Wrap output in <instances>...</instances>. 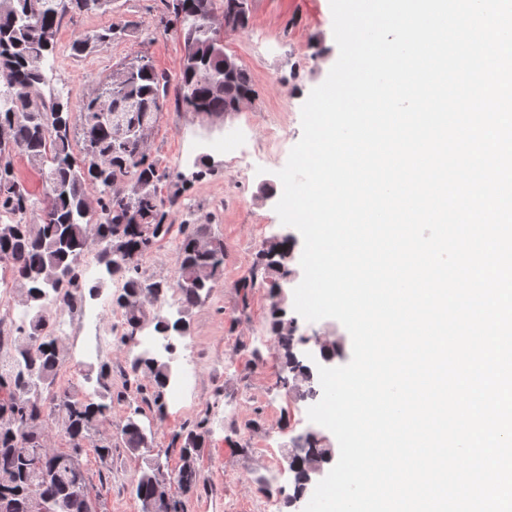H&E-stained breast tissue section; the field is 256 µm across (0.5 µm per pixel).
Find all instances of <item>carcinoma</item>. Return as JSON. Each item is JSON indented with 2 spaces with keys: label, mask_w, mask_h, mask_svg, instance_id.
I'll return each instance as SVG.
<instances>
[{
  "label": "carcinoma",
  "mask_w": 512,
  "mask_h": 512,
  "mask_svg": "<svg viewBox=\"0 0 512 512\" xmlns=\"http://www.w3.org/2000/svg\"><path fill=\"white\" fill-rule=\"evenodd\" d=\"M109 0H42V32H35L26 22L31 0H0V152L24 155L43 181L47 205L40 222L31 224L27 214L34 202L26 184L16 173L0 172V267L10 270L15 302L33 312L28 327L20 329L21 342L12 352L0 357V410L5 406L17 414L18 427L0 429V512H28L30 496L39 494L58 506L60 512H89L93 508L82 490L86 489L84 469L70 467L65 451L41 453L52 424L62 415L65 434L71 448H83L92 440L95 426L108 420L111 405L87 400L73 389L54 393L50 401L38 397L16 401V388L30 383L41 389L53 387L66 351L50 323L47 293L63 287L66 304L78 300L83 277L76 263L89 237L99 240V258L109 274L121 271L127 278V291L116 304L128 315L127 338H132L146 323L163 336H186L189 323L184 318L161 319L152 302L166 289L156 281L150 297L142 295L144 281L140 261L155 243L172 228L170 212L179 205L185 190L182 174L161 170L147 152L148 136L162 111L169 93H174L178 108L214 118L235 112L245 101L257 95L245 66L226 65L224 31L211 25L214 9L234 16L243 31L249 26L250 13L242 8L246 0H166L174 16L185 52L196 63L182 64L175 85L139 59L112 70L96 91L78 105L54 94H45L48 86L42 70L45 57L54 51L60 20L66 10L99 9ZM114 26L93 38H77L70 49L82 55L110 43ZM80 127L85 156L74 153V127ZM132 127L140 135L132 138ZM172 183L174 190L162 196L159 184ZM96 192L89 200L88 190ZM96 214L86 219L87 211ZM295 238L282 235L268 241L261 255L263 279L270 282V295L278 292L280 281L291 273ZM224 266V240L211 237L206 225L194 224L182 229L181 263L178 285L184 303L191 307L202 295L211 292ZM270 331L285 360L291 378L283 383L316 395L315 375L295 355L301 337L294 335L285 307L274 301L269 309ZM136 390L140 378L164 389L171 380V368L144 351L130 364ZM134 409L121 428L125 447L137 450L149 446L145 429ZM204 440V432L190 429L183 435L180 448L182 466L177 481L186 490L199 479L195 456ZM332 460L321 439L310 436L288 458L293 473L296 503L308 487L311 469ZM160 469L137 480V499L150 496L156 489L152 478Z\"/></svg>",
  "instance_id": "cac0c4a2"
}]
</instances>
